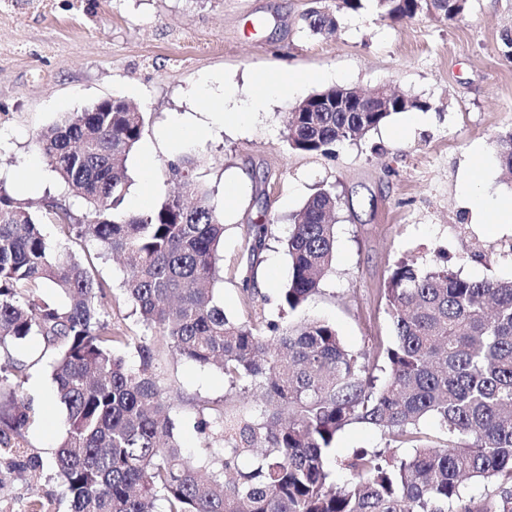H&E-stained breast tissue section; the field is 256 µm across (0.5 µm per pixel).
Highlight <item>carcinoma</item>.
<instances>
[{"label": "carcinoma", "mask_w": 512, "mask_h": 512, "mask_svg": "<svg viewBox=\"0 0 512 512\" xmlns=\"http://www.w3.org/2000/svg\"><path fill=\"white\" fill-rule=\"evenodd\" d=\"M393 22L418 14L460 18L469 0H311L301 16L310 36L336 32L340 13L363 2ZM378 112L291 110L288 148L331 155L357 143L394 114L424 110L412 94ZM144 131V114L114 98L64 112L36 140L65 194L34 212L0 188V348L42 338L52 360L55 397L64 406L54 455L70 512H512V279L474 281L443 257L428 266L395 261L381 288L392 339L374 359L346 347L325 321L284 323L319 292L331 271L340 200L320 184L291 215L290 261L277 310L244 320L214 297L224 237L210 191L188 176L190 154L168 164L181 191L149 211L124 207L127 159ZM502 167L512 174V131L499 136ZM69 239H89L122 260L121 290L157 342L127 334L103 309L110 289L94 263L62 253L43 235L44 220ZM275 219L250 225L246 248L257 257ZM243 290L258 292L255 265L242 267ZM53 288L62 301L52 300ZM134 346L129 366L117 346ZM167 347L201 367L216 366L229 391L189 399L196 428L211 438L204 460L182 446L169 388L155 372ZM251 397L256 407L240 405ZM30 403L0 392V464L9 472L39 466L27 455ZM434 420L445 442L422 439ZM384 436L336 461L351 479H331L337 435L352 423ZM249 465L241 466V461Z\"/></svg>", "instance_id": "cac0c4a2"}]
</instances>
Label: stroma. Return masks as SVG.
I'll list each match as a JSON object with an SVG mask.
<instances>
[{
  "instance_id": "obj_1",
  "label": "stroma",
  "mask_w": 512,
  "mask_h": 512,
  "mask_svg": "<svg viewBox=\"0 0 512 512\" xmlns=\"http://www.w3.org/2000/svg\"><path fill=\"white\" fill-rule=\"evenodd\" d=\"M310 0H0V185L40 208L61 189L46 169L36 137L64 112L122 97L145 114L142 145L128 160L130 192L142 187L143 145H152L153 200L174 190L167 165L174 155L170 117L202 118L203 99L191 90L207 73L223 76L235 100L249 97L254 80L292 68L309 77L302 95L331 85L380 86L430 102L417 115L400 113L361 144H342L330 157L290 150L284 117L296 97L273 100L243 125L215 128L194 154L192 174L211 192L224 222L214 285L225 312L243 317L276 310L289 276L284 246L288 217L321 183L341 198L333 269L300 316L331 323L343 343L372 352L390 338L380 290L401 256L425 264L443 255L472 280L512 277V224L472 219L469 189L497 197L512 193L496 158L500 135L512 131V59L502 35L512 26V0H469L455 21L430 15L394 22L369 10L341 13L329 38L312 37L300 17ZM236 193L227 196L226 185ZM276 222L261 255L259 293L243 291L235 275L244 262L249 226L260 211ZM111 291L104 301L113 323L144 335L118 288L122 267L96 262ZM26 366L20 388L36 419L27 445L44 468L38 480L11 476L0 485V512H25L41 497L45 512H69L50 466L64 407L55 398L50 355L41 337L11 347ZM157 372L186 398L172 413L182 446L204 443L192 397L222 398V371L163 352Z\"/></svg>"
}]
</instances>
